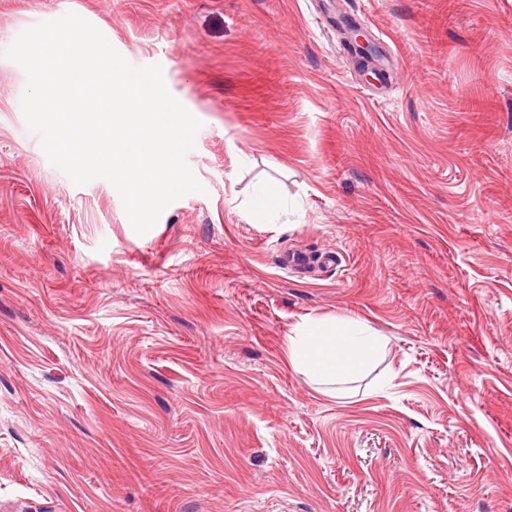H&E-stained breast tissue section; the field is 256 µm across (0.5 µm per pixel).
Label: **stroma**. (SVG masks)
Returning <instances> with one entry per match:
<instances>
[{
  "label": "stroma",
  "instance_id": "stroma-1",
  "mask_svg": "<svg viewBox=\"0 0 512 512\" xmlns=\"http://www.w3.org/2000/svg\"><path fill=\"white\" fill-rule=\"evenodd\" d=\"M69 12L202 123L145 234L2 56ZM312 318L384 340L332 394ZM0 512H512V0H0Z\"/></svg>",
  "mask_w": 512,
  "mask_h": 512
}]
</instances>
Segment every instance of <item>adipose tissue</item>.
Here are the masks:
<instances>
[{
    "label": "adipose tissue",
    "mask_w": 512,
    "mask_h": 512,
    "mask_svg": "<svg viewBox=\"0 0 512 512\" xmlns=\"http://www.w3.org/2000/svg\"><path fill=\"white\" fill-rule=\"evenodd\" d=\"M382 344L350 320L304 322L288 339V361L298 372L332 384L353 377Z\"/></svg>",
    "instance_id": "ef3b65f1"
}]
</instances>
